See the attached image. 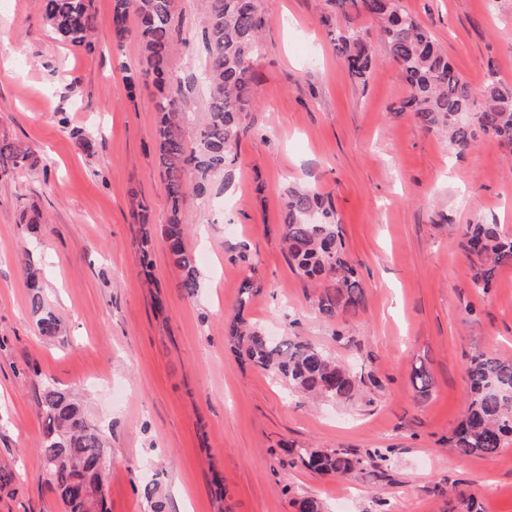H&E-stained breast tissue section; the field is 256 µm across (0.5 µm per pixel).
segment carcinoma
<instances>
[{
  "instance_id": "cac0c4a2",
  "label": "carcinoma",
  "mask_w": 512,
  "mask_h": 512,
  "mask_svg": "<svg viewBox=\"0 0 512 512\" xmlns=\"http://www.w3.org/2000/svg\"><path fill=\"white\" fill-rule=\"evenodd\" d=\"M325 2L320 20L336 25V55L353 80L366 84L376 65L371 33L356 24L359 18H369L377 23L381 46L410 90L401 110L413 112L425 131L445 134L449 149L457 154L477 146L484 137L512 151V88L500 83L494 66H488L486 82L478 92L401 0ZM202 5L208 112L195 147L189 150L182 130L181 98L173 95L181 92L182 83L175 82L169 67L179 44L173 0H112V41L120 45L134 37L142 50L139 67L126 72L128 91L135 92L147 80L158 91L151 99L157 114L154 150L171 204L162 234L189 297L200 288V272L187 246L182 203L190 190L206 195L214 173L235 161L231 151L255 104L254 63L263 51L265 24L260 0H202ZM132 13L138 18L134 29L128 26ZM43 16L63 41L92 48V0H44ZM1 157L22 170L38 165L31 151L6 140L0 142ZM282 237L289 267L300 279L319 285L315 307L321 318L333 321L362 308L364 291L346 252L341 225L333 207L315 190L287 187ZM462 248L477 289L490 288L498 269L512 265V235L498 224L467 225ZM28 281L38 329L44 336H54L60 320L41 296L37 273L28 272ZM228 335L238 358L275 372L306 398L349 402L364 394L362 377L309 342L275 340L240 315L230 324ZM465 376L469 398L448 442L459 455L492 458L505 437L512 435V359L479 351L470 357ZM412 384L419 395L429 393L424 367L413 370ZM39 406L45 425L36 460L47 470L65 512H107L102 433L87 419L78 399L50 385L44 387ZM296 459L316 472L344 477L374 460H385V454L381 448L358 454L341 448L300 447Z\"/></svg>"
}]
</instances>
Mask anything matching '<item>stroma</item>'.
Instances as JSON below:
<instances>
[{"label":"stroma","instance_id":"35a3bbf8","mask_svg":"<svg viewBox=\"0 0 512 512\" xmlns=\"http://www.w3.org/2000/svg\"><path fill=\"white\" fill-rule=\"evenodd\" d=\"M473 86L488 63L512 86V0H402ZM96 46L59 41L43 0L0 6V139L40 159L0 162V467L18 472L0 512H63L35 452L44 384L79 394L107 439L109 512H512V437L492 458L448 446L468 397L469 355L512 358V266L474 288L449 224L497 223L512 233V154L487 139L451 156L443 137L400 111L408 88L387 56L366 86L334 52L320 0H262L266 51L256 107L233 148L231 181L187 193V239L201 271L186 296L162 242L145 277L137 200L161 232L169 201L153 152L154 87L128 93L140 44L112 42V0H93ZM187 50L170 59L186 84L183 132L194 143L207 110L197 74L205 52L199 0H174ZM331 202L365 294L356 314L320 319L314 288L289 268L280 236L285 190ZM39 218L37 233L26 223ZM61 320L41 335L25 266ZM248 319L349 363L366 400L315 406L274 373L238 359L225 327L245 281ZM424 365L427 398L410 373ZM388 449L352 477L295 463L290 446Z\"/></svg>","mask_w":512,"mask_h":512}]
</instances>
